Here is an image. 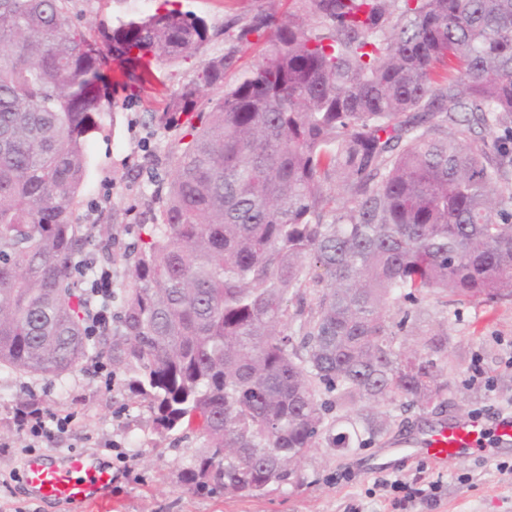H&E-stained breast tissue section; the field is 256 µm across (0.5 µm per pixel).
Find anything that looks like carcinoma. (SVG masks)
<instances>
[{
	"label": "carcinoma",
	"instance_id": "1",
	"mask_svg": "<svg viewBox=\"0 0 512 512\" xmlns=\"http://www.w3.org/2000/svg\"><path fill=\"white\" fill-rule=\"evenodd\" d=\"M68 2L0 0V369L59 377L92 350L137 368L156 429L203 439L188 488L247 497L299 483L321 438L381 436L363 401L445 403L447 334L409 351L395 336L431 295L512 299V0H288L243 22L170 95L165 121L198 123L166 155L97 336L74 215L112 81ZM253 35L260 61L225 84ZM208 40L171 8L119 22L112 52L147 82L145 57ZM207 90L222 96L204 112Z\"/></svg>",
	"mask_w": 512,
	"mask_h": 512
}]
</instances>
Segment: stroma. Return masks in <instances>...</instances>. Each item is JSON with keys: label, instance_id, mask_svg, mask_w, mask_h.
<instances>
[{"label": "stroma", "instance_id": "35a3bbf8", "mask_svg": "<svg viewBox=\"0 0 512 512\" xmlns=\"http://www.w3.org/2000/svg\"><path fill=\"white\" fill-rule=\"evenodd\" d=\"M182 11L205 20L210 39L205 56L225 52L227 29L261 10L283 12L286 0H178ZM133 0H71L68 20L109 61L114 82V122L106 135L89 144L91 166L80 195L75 221L91 227L88 251L100 253L112 242V286L126 279V247L135 226L147 219L153 181L167 180L166 155L178 127L165 124L164 103L173 90L190 82L199 65L190 58L158 62L155 78L141 83L121 75L111 59L108 38L119 21L140 15ZM419 316L410 334L398 335L400 349L418 346L433 331L448 334L446 404L438 409L401 408L380 400L372 405L389 428L373 443L345 452L326 444L312 448L301 461V484L271 490L255 498L229 497L223 492L187 489L183 473L200 453L202 439L193 433H158L146 402L132 399L129 386L135 371L114 364L97 373L91 360L61 377L0 370V512H65L47 507L25 493L19 473L24 459L49 450L86 451L112 468L106 493L108 512H512V452L472 453L440 469L423 457L386 462L384 448L428 425L457 416L485 419L512 410V300L487 303L465 299L445 308L427 298L416 308ZM37 400L47 416H70L65 433L33 438L13 423L18 407ZM385 473L414 488L438 484L434 503L417 498L395 508L392 489L378 488L381 463Z\"/></svg>", "mask_w": 512, "mask_h": 512}]
</instances>
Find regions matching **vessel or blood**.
<instances>
[{
	"label": "vessel or blood",
	"instance_id": "vessel-or-blood-1",
	"mask_svg": "<svg viewBox=\"0 0 512 512\" xmlns=\"http://www.w3.org/2000/svg\"><path fill=\"white\" fill-rule=\"evenodd\" d=\"M484 448L496 452L512 449V414L501 413L494 424L478 417H453L422 429L397 450L406 457L423 456L436 466H447L465 452ZM112 471L85 452H53L30 457L23 481L36 501L59 505H98L112 485Z\"/></svg>",
	"mask_w": 512,
	"mask_h": 512
}]
</instances>
